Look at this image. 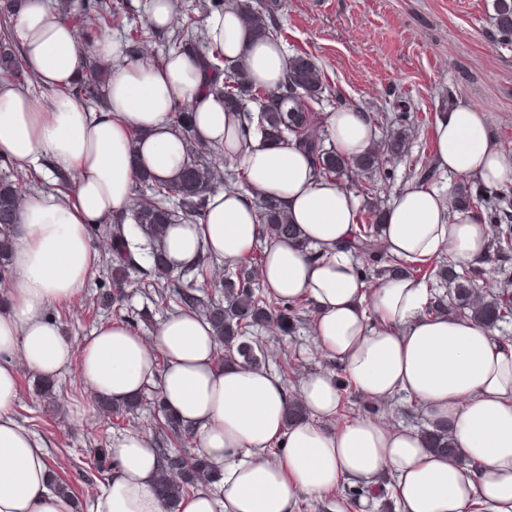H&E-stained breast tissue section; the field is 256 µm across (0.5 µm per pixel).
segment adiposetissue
<instances>
[{
	"label": "adipose tissue",
	"mask_w": 512,
	"mask_h": 512,
	"mask_svg": "<svg viewBox=\"0 0 512 512\" xmlns=\"http://www.w3.org/2000/svg\"><path fill=\"white\" fill-rule=\"evenodd\" d=\"M205 29L226 58L246 61L253 83L271 90L282 84L288 58L281 43L257 39L234 7L212 13ZM12 30L42 94L0 78V157L23 172L46 157L54 169L75 172L76 181L61 196L29 195L14 228L0 305V512H73L72 501L48 487V453L12 410L19 368L51 379L74 361L101 398L125 400L160 380L166 404L196 429L199 454L221 465L219 494L184 498L177 512H295L300 496L319 498L345 482L374 487L386 472L398 512H512V348L472 319L426 315L428 290L407 276L385 280L365 310L364 284L344 249L359 211L349 188L316 176L294 144L270 145L244 130L239 112L214 91V74L190 49L153 64L129 57L123 39L110 33L84 48L52 0H21ZM92 54L116 63L98 112L73 88ZM185 101L193 107V136L220 147L246 181L211 192L197 221L170 225L163 250L171 269L203 253L234 263L257 242L255 197L276 198L300 238L268 240L264 286L292 303L309 300L320 351L369 399H416L431 421L447 424L459 460L380 418L327 427L340 395L323 372L300 383L307 418L287 423L290 396L282 380L259 366L217 363L209 323L187 309L161 322L152 341L115 323L86 338L73 357L46 310L85 287L100 257L93 232L128 215L137 173L170 181L188 163L174 119ZM326 130L348 158L362 155L375 137L356 108L329 113ZM434 161L489 187L512 184V151L493 144L486 114L467 104L439 118ZM382 234L389 254L412 264L445 254L466 266L488 247L477 210L449 212L446 196L422 184L398 194ZM110 455L114 472L93 512H165L153 489L158 455L149 438L127 435Z\"/></svg>",
	"instance_id": "ef3b65f1"
}]
</instances>
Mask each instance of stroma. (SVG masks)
<instances>
[{
  "label": "stroma",
  "instance_id": "35a3bbf8",
  "mask_svg": "<svg viewBox=\"0 0 512 512\" xmlns=\"http://www.w3.org/2000/svg\"><path fill=\"white\" fill-rule=\"evenodd\" d=\"M279 29L287 56L302 55L324 72L327 86L306 111L326 114L340 107L365 112L383 141L392 129H407L409 149L402 159L385 163L388 180L369 192L366 176L358 171L340 181L359 200L363 215L373 208L388 209L411 183L425 182L452 195L459 177L435 168L434 133L438 119L456 104L485 112L494 145L512 150V45L498 44L493 0H261ZM112 287L101 268H94L85 288L74 298L48 310L73 351L87 336L112 323L106 295ZM124 314L127 326L151 339L165 319L153 302L151 263L139 259L131 270ZM301 322L286 335L273 325L255 330L268 357L264 363L281 374L288 387L321 370L342 375L336 361L321 355L313 334V307L305 305ZM294 369L283 372L284 364ZM37 373L20 368L18 398L13 408L17 423L46 448L56 474L73 488L79 512H91L105 479L88 484L90 452L108 448L125 436L98 413V404L84 382L78 364L55 378V395L41 393ZM386 415L404 427L421 430L430 422L419 404L406 395L384 404L368 402L357 388L341 391L332 426L359 417Z\"/></svg>",
  "mask_w": 512,
  "mask_h": 512
}]
</instances>
